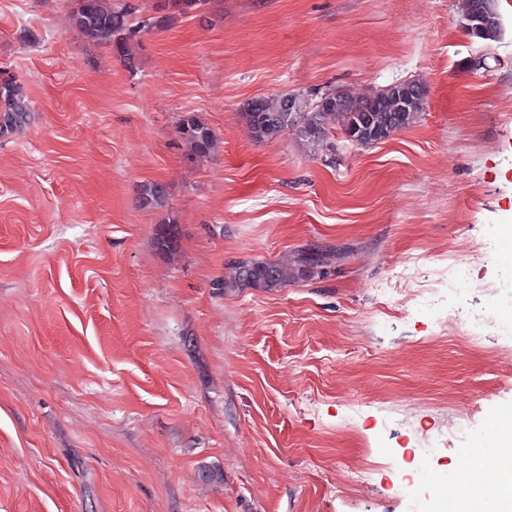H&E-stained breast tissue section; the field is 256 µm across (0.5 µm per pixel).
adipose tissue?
<instances>
[{
  "label": "adipose tissue",
  "instance_id": "obj_1",
  "mask_svg": "<svg viewBox=\"0 0 512 512\" xmlns=\"http://www.w3.org/2000/svg\"><path fill=\"white\" fill-rule=\"evenodd\" d=\"M497 420L493 455L473 448L466 455L465 467L450 479L451 485L471 489L459 500L460 512H512V413H499Z\"/></svg>",
  "mask_w": 512,
  "mask_h": 512
}]
</instances>
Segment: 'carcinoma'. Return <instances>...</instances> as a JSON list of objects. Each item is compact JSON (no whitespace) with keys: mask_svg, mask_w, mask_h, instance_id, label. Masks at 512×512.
I'll list each match as a JSON object with an SVG mask.
<instances>
[{"mask_svg":"<svg viewBox=\"0 0 512 512\" xmlns=\"http://www.w3.org/2000/svg\"><path fill=\"white\" fill-rule=\"evenodd\" d=\"M209 0H170V12L159 16L135 17L134 7L114 0H79V7L71 17V26L79 34L97 42L109 44L125 61L132 60L130 42L140 33L170 25L177 16L201 10ZM407 91L404 111H387L394 92L390 87L370 96L354 99L336 92H324L308 101L298 99L299 109L288 111V96L257 98L247 104L244 118L257 141H272L282 133L294 129L311 145L322 143L329 126L341 122L345 134L367 122L370 132L355 141L360 146L375 143L376 135L386 137L416 123L423 105L415 89L416 80L402 82ZM30 112V100L21 87L9 78L0 77V137H7L20 128ZM182 135L191 154L205 157L216 151L218 138L208 126L193 118L182 124ZM142 205L151 208L164 206L166 190L158 183L145 184L140 194ZM156 244L165 252L177 250V230L171 223L159 226ZM325 265V256L318 253H300L293 263L242 260L233 266L231 279L222 283L225 288H281L291 279L319 273Z\"/></svg>","mask_w":512,"mask_h":512,"instance_id":"1","label":"carcinoma"}]
</instances>
